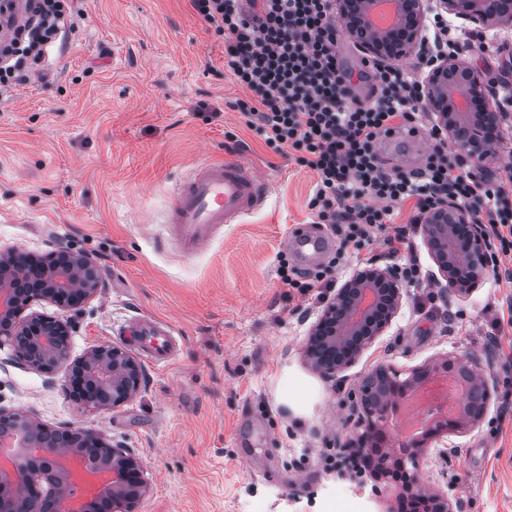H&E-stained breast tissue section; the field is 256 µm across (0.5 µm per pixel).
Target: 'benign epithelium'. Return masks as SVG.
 I'll use <instances>...</instances> for the list:
<instances>
[{
	"instance_id": "7a95c632",
	"label": "benign epithelium",
	"mask_w": 512,
	"mask_h": 512,
	"mask_svg": "<svg viewBox=\"0 0 512 512\" xmlns=\"http://www.w3.org/2000/svg\"><path fill=\"white\" fill-rule=\"evenodd\" d=\"M454 15L495 26L512 25V0H392L395 18L384 27L372 20L377 0H336L338 24L357 43L369 60L396 63L423 46L430 3ZM486 75L454 55L445 54L429 64L419 86L420 99L435 117V130L445 134L453 147L475 162H482L500 143L502 113L490 110ZM422 235L442 272L446 288L468 293L489 273L487 244L482 227L473 223L471 212L452 199L424 210ZM101 286L99 265L90 257L65 249L42 259L0 253V346H9L15 357L45 372L66 367L65 381L79 379V402L98 407L102 400L118 407L139 391L142 368L128 350L111 345L91 348L83 357H69L73 331L71 315L97 295ZM403 281L393 267L366 266L347 278L325 301L310 330L306 350L308 366L325 378L350 367L391 324L400 311ZM36 301H48L62 314L26 313ZM469 355H452L415 370L407 381L433 378L445 382L468 375L469 383L488 395L486 381L473 371ZM380 408L366 412L368 431L358 437L366 447L375 440L387 448L406 473L402 489L428 503L436 512H452L447 494L419 479L428 440L452 432L468 431L483 414L463 410L456 421L440 423L422 440L411 439L388 446L378 433ZM20 423L24 452L0 466V512H62L77 484L89 494L79 512H136L146 494L141 458L121 443H111L94 430L79 429L75 440L50 441V430L38 420L0 409V420Z\"/></svg>"
}]
</instances>
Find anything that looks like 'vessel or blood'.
<instances>
[{"label": "vessel or blood", "mask_w": 512, "mask_h": 512, "mask_svg": "<svg viewBox=\"0 0 512 512\" xmlns=\"http://www.w3.org/2000/svg\"><path fill=\"white\" fill-rule=\"evenodd\" d=\"M171 195L168 222L173 243L181 253L191 255L224 225L245 223L247 217L263 208L271 197V183L256 167L238 160L203 161L174 184ZM291 238L295 251L304 259L317 255L323 247L322 239L300 226ZM134 337L150 365L170 364L178 355L173 337L156 330L141 327Z\"/></svg>", "instance_id": "b4317fda"}]
</instances>
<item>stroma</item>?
<instances>
[{
	"label": "stroma",
	"mask_w": 512,
	"mask_h": 512,
	"mask_svg": "<svg viewBox=\"0 0 512 512\" xmlns=\"http://www.w3.org/2000/svg\"><path fill=\"white\" fill-rule=\"evenodd\" d=\"M81 6L66 49L0 97V252L66 248L98 263L102 288L74 319L71 358L125 346L123 325L144 321L171 327L180 351L172 366L143 365L129 402L95 409L69 397L62 373L18 364L4 347L0 407L132 448L149 486L138 512H326L339 496L385 512L392 487L336 475L363 430V376L378 364L407 376L467 354L489 385L487 412L477 427L431 441L421 476L447 492L453 512H512V328L495 325L512 288L487 277L471 293L449 291L413 230L430 286L405 287L373 346L322 378L303 352L324 303L288 293L278 276L285 240L309 221L314 172L267 147L234 109L244 92L224 76V43L189 0ZM483 30L448 18L457 56L485 73L490 106L504 113L494 156L472 167L498 178L512 163V108L501 107L512 27L497 26L499 49L485 55L469 45ZM240 152L273 178L270 205L181 256L166 223L171 183Z\"/></svg>",
	"instance_id": "obj_1"
}]
</instances>
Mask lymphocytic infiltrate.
I'll return each instance as SVG.
<instances>
[{"label":"lymphocytic infiltrate","instance_id":"1","mask_svg":"<svg viewBox=\"0 0 512 512\" xmlns=\"http://www.w3.org/2000/svg\"><path fill=\"white\" fill-rule=\"evenodd\" d=\"M76 0H0V90L29 79L28 60H41L74 28ZM335 0H190L193 9L224 41V70L247 90L235 110L275 153L288 154L314 171L308 202L311 219L331 225L344 245L362 251L373 244L398 255L405 228L394 227L402 205L417 209L450 197L483 225L494 281L512 285V272L498 273L512 255V205L501 184L475 175L470 165L438 143L424 165L389 171L377 150L380 139L400 130L416 132L423 108L418 82L400 66L363 72L374 92L349 99L348 78L338 53ZM22 19H13L14 11Z\"/></svg>","mask_w":512,"mask_h":512}]
</instances>
